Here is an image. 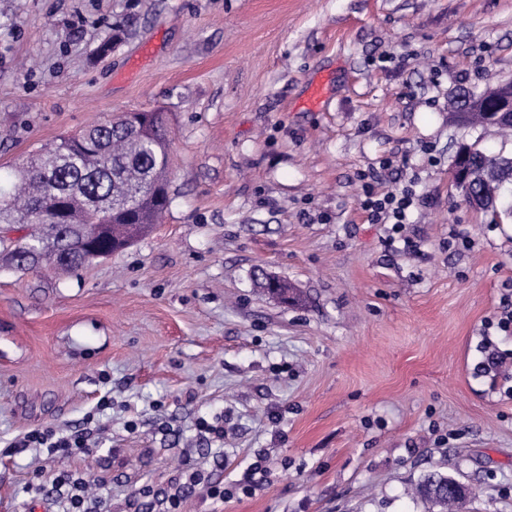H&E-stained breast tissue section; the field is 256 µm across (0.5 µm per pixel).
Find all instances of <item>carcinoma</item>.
<instances>
[{
	"label": "carcinoma",
	"instance_id": "carcinoma-1",
	"mask_svg": "<svg viewBox=\"0 0 512 512\" xmlns=\"http://www.w3.org/2000/svg\"><path fill=\"white\" fill-rule=\"evenodd\" d=\"M115 121L30 154L18 170V184L0 186V224H18L29 211L46 206L51 185L53 203L75 207L74 219L88 225L99 251L115 252L147 233L170 204L149 192L151 182L164 178L170 167L167 133L159 112L138 125L121 115ZM466 164L475 179L460 190L464 200L512 220V160L479 148ZM64 232L60 224H31L26 238L10 243V258L20 270L46 264L70 272L92 263L95 256L81 247L72 249L66 261L57 254ZM412 495L439 512H467L474 497L472 490L437 473L419 480Z\"/></svg>",
	"mask_w": 512,
	"mask_h": 512
}]
</instances>
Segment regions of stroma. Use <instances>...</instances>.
I'll return each mask as SVG.
<instances>
[{
	"instance_id": "stroma-1",
	"label": "stroma",
	"mask_w": 512,
	"mask_h": 512,
	"mask_svg": "<svg viewBox=\"0 0 512 512\" xmlns=\"http://www.w3.org/2000/svg\"><path fill=\"white\" fill-rule=\"evenodd\" d=\"M510 78L512 0H0V183L123 112L162 110L172 154L171 204L128 248L68 275L0 258V512H62L28 487L62 472L110 512H158L138 489L193 469L232 494L187 512H428L404 491L430 471L512 512V399L473 374L512 221L451 178L460 143L512 137L448 120ZM386 156L383 189L418 197L412 251L359 208ZM259 266L301 302L263 294ZM219 416L220 444L197 429ZM89 423L92 455L9 452Z\"/></svg>"
}]
</instances>
